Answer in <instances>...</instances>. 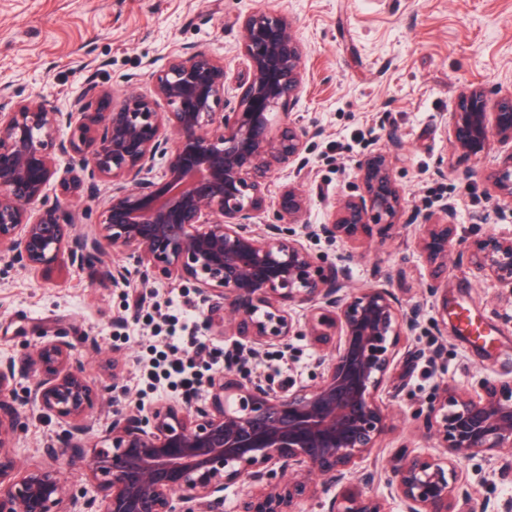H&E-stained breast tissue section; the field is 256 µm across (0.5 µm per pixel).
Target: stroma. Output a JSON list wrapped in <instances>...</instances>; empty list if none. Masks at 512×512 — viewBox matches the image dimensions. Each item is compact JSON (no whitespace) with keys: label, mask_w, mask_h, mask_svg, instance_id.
<instances>
[{"label":"stroma","mask_w":512,"mask_h":512,"mask_svg":"<svg viewBox=\"0 0 512 512\" xmlns=\"http://www.w3.org/2000/svg\"><path fill=\"white\" fill-rule=\"evenodd\" d=\"M264 9L286 16L305 47L304 89L289 115L309 132V171L304 188L309 220L320 223L327 205L354 191L357 161L383 151L393 161L407 215L435 212L454 203L455 249L437 295L425 289L427 267L414 245L415 225L389 230L374 225L352 247L310 241L323 262L345 265L354 287L390 288L417 315L405 357L396 366L386 402L394 428L381 453L400 449L440 455L438 442L413 433L419 411L442 383L467 387L482 377L512 380V289L476 274L468 246L488 235L512 237V196L486 180L494 155L475 158L455 151L437 122L453 112L463 89H484L489 102L512 92V0H0V84L15 100L44 97L69 109L85 77L84 63L99 67L98 79L114 94L134 86L147 91L151 75L172 53L198 49L223 61L234 81L245 80L238 19ZM197 305L192 286L179 280L126 292L68 266L31 274L0 269V359L45 341L56 325L68 339L87 378L105 392L95 405L100 444L113 411L151 407L139 361L164 349L157 334L169 304ZM470 315L481 335L471 334ZM214 359L239 354L241 370L273 388L310 382L317 350L310 337H290L287 348L240 352L237 337L219 338L199 329ZM96 337L109 350L104 361L88 354L84 339ZM120 367V384L112 369ZM29 423L18 440L25 466L42 465L46 441L66 442L65 425L28 405ZM503 463L476 456L460 466L469 496L455 495V512H490L512 499V477Z\"/></svg>","instance_id":"obj_1"}]
</instances>
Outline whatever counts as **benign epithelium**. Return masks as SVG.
Wrapping results in <instances>:
<instances>
[{"label":"benign epithelium","mask_w":512,"mask_h":512,"mask_svg":"<svg viewBox=\"0 0 512 512\" xmlns=\"http://www.w3.org/2000/svg\"><path fill=\"white\" fill-rule=\"evenodd\" d=\"M248 72L236 99L229 74L206 50L173 54L153 74V93L130 87L105 107L110 91L89 72L72 110L44 98L15 102L0 86V262L45 270L62 261L99 267L114 288L179 279L196 291L207 330L249 348L302 332L323 355L308 384L275 390L226 365L201 401L159 402L116 412L102 430L109 447L92 457L82 443L94 430L98 389L73 364L68 329L23 355L35 378L28 403L68 426L66 446L44 443L49 464L22 469L15 442L28 431L13 406L16 363L0 361V512H223L224 490L247 488L236 512H303L319 489L338 487L325 512H389L384 500L356 491L376 471L358 466L392 430L383 395L416 318L385 287L354 288L344 271L305 246L317 236L352 243L372 225L393 228L405 215L402 190L384 152L356 166L357 193L333 203L319 224L308 220L302 180L308 131L285 109L302 92L304 47L283 15L254 11L240 21ZM168 109L159 110V102ZM484 90L470 88L456 111L438 116L454 147L482 156L508 147L488 175L512 195V93L488 112ZM68 134H63V131ZM71 159L62 172L57 156ZM167 159L161 180L152 175ZM296 183L268 196L278 168ZM59 179L64 199L46 189ZM112 182L100 233L78 232L69 202ZM267 215L258 225L255 218ZM453 204L419 213L416 247L436 294L452 254ZM124 262L112 261V252ZM470 263L512 288V237L470 244ZM305 311L299 323L294 308ZM417 430L439 440L445 457L403 452L386 459L405 512H455L459 464L477 455L512 458V383L481 378L466 388L440 385L417 416ZM86 472L73 489L56 468L62 455Z\"/></svg>","instance_id":"7a95c632"}]
</instances>
